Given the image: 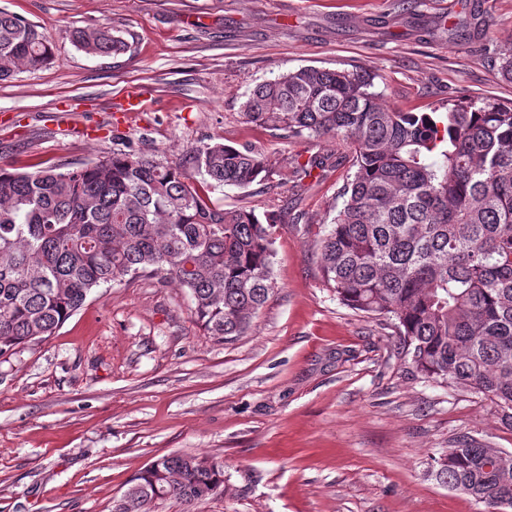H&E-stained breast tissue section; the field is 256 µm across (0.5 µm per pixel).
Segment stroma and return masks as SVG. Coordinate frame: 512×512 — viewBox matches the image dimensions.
<instances>
[{"label": "stroma", "mask_w": 512, "mask_h": 512, "mask_svg": "<svg viewBox=\"0 0 512 512\" xmlns=\"http://www.w3.org/2000/svg\"><path fill=\"white\" fill-rule=\"evenodd\" d=\"M40 26L52 63L0 81V169L73 167L132 148L185 162L221 141L261 150L266 185L209 189L224 206L285 210L274 293L224 342L159 276L96 289L53 335L0 356V512H112L129 481L169 454L224 464V490L154 512H480L428 463L468 435L512 452L482 395L415 377L389 320L343 306L318 267L323 219L349 173L340 145L245 122L257 83L314 66L374 72L403 112L512 103V0H0ZM109 26L117 57L78 49ZM141 89L147 111L120 112ZM337 158L326 176L295 162ZM73 40L89 55L115 57L127 51L125 41L116 36L111 28L102 25L77 29Z\"/></svg>", "instance_id": "obj_1"}]
</instances>
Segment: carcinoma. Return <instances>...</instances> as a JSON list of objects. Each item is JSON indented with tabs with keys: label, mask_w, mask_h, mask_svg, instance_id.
Masks as SVG:
<instances>
[{
	"label": "carcinoma",
	"mask_w": 512,
	"mask_h": 512,
	"mask_svg": "<svg viewBox=\"0 0 512 512\" xmlns=\"http://www.w3.org/2000/svg\"><path fill=\"white\" fill-rule=\"evenodd\" d=\"M73 40L89 55L127 51L102 25ZM54 58L37 25L0 9V81ZM374 79L301 67L250 89L243 116L347 150L353 173L317 243L323 279L345 306L392 322L398 355L421 378L487 397L512 429V105L399 112ZM327 167L314 155L296 169ZM270 175L260 150L218 141L193 148L187 166L130 149L66 171L0 170V355L55 334L93 290L148 273L188 292L208 335L244 334L275 289L282 212L224 208L200 183L249 195ZM432 468L484 512H512L511 453L459 436ZM223 485L221 463L165 455L130 480L115 512L189 504Z\"/></svg>",
	"instance_id": "obj_1"
}]
</instances>
